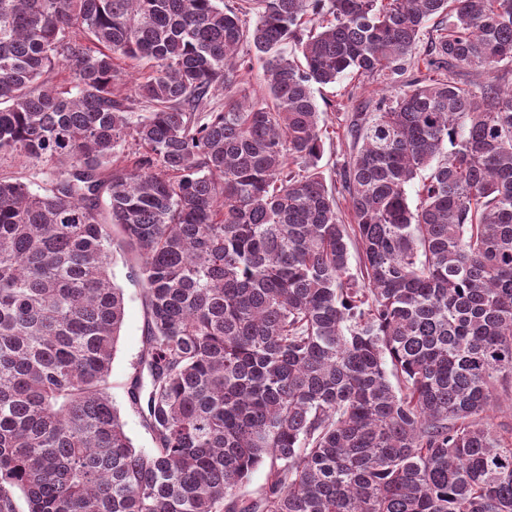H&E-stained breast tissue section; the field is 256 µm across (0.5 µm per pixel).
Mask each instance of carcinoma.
Segmentation results:
<instances>
[{"label": "carcinoma", "instance_id": "1", "mask_svg": "<svg viewBox=\"0 0 512 512\" xmlns=\"http://www.w3.org/2000/svg\"><path fill=\"white\" fill-rule=\"evenodd\" d=\"M221 3L0 0V151L44 164L0 177V512H512V0ZM435 16L431 76L349 118L346 224L314 86L406 74ZM119 250L149 451L109 393ZM238 56L247 60L250 70L245 73L244 78L248 79L254 89L262 91L265 85L262 62L259 60L254 49L247 43L240 46ZM120 64V67L123 68V71L126 74V82L125 85L121 88V94L123 97H129L130 99L136 101L134 102V111L135 112H148L149 107H147L146 103H140L141 101L137 100L135 92H134V86L135 83L138 81H142L145 77L149 75L151 72V69L148 65L144 63H136L132 61L127 60H120L118 61Z\"/></svg>", "mask_w": 512, "mask_h": 512}]
</instances>
